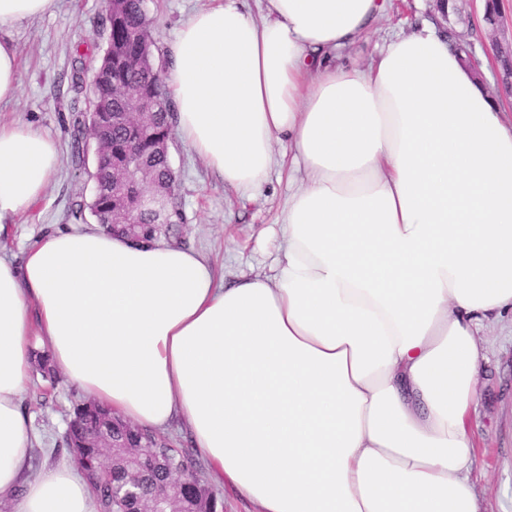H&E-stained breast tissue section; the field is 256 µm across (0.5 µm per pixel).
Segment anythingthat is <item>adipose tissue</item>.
Listing matches in <instances>:
<instances>
[{"mask_svg": "<svg viewBox=\"0 0 512 512\" xmlns=\"http://www.w3.org/2000/svg\"><path fill=\"white\" fill-rule=\"evenodd\" d=\"M55 0H0V102L19 90L4 32ZM211 0L165 76L183 141L259 188L284 140L306 183L271 275L218 284L199 253L93 226L0 258V504L98 512L70 468L33 469L20 398L42 347L134 427L179 423L257 512H483L469 421L485 324L512 314V118L423 22L367 67L341 63L386 0ZM55 142L0 125V225L56 172Z\"/></svg>", "mask_w": 512, "mask_h": 512, "instance_id": "obj_1", "label": "adipose tissue"}]
</instances>
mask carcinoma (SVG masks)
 I'll list each match as a JSON object with an SVG mask.
<instances>
[{"label": "carcinoma", "instance_id": "cac0c4a2", "mask_svg": "<svg viewBox=\"0 0 512 512\" xmlns=\"http://www.w3.org/2000/svg\"><path fill=\"white\" fill-rule=\"evenodd\" d=\"M143 3L144 0H105L102 25L108 32V39L97 65L95 92L89 100V112L104 136L93 177L107 183L112 167L120 162L127 143L137 141L145 152L154 180L175 191L177 178L163 149L164 141L172 137L174 106L168 96L163 73L155 72L151 22ZM129 80L138 83L145 96L162 99L166 103L146 131L133 128V122L125 115L129 108L117 95L118 89ZM86 141L87 132L83 121L79 120L72 137L73 160L82 159ZM89 208L106 230L127 234L121 226L112 227V206L104 195H93ZM135 222L139 224L138 235L142 239L158 240L170 235L171 228L153 223L145 213L137 215ZM95 432L106 434L109 442L120 447L135 448L146 441L151 444V450L138 456L136 473L141 487L140 498L129 499L120 495L129 475V465L121 457L111 459L112 449L101 448L92 442L91 435ZM65 444L92 488L99 503V512H139L147 506L154 488L168 483V479L174 476L179 462L195 466L186 451L170 447L166 439L154 432L142 433L129 427L90 398L74 406ZM171 490L178 500V507L184 512H217V494L198 476L192 481L172 486Z\"/></svg>", "mask_w": 512, "mask_h": 512}]
</instances>
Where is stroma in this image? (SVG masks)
<instances>
[{
	"label": "stroma",
	"instance_id": "stroma-1",
	"mask_svg": "<svg viewBox=\"0 0 512 512\" xmlns=\"http://www.w3.org/2000/svg\"><path fill=\"white\" fill-rule=\"evenodd\" d=\"M499 24L483 20L484 0H456L453 27L463 33L478 60L488 63L483 79L496 90L500 68L497 48L512 47V0H499ZM209 0H146L153 20L156 60L168 64V47L180 25ZM385 17L357 44L346 61L369 63L386 38L410 33L418 17H433L431 0H387ZM104 0H56L52 12L14 24L7 34L18 51L20 89L16 100L0 103V124L26 123L57 144L60 163L43 196L0 228V256L22 263L28 249L52 232L92 226L91 214L75 220L72 209L94 193L92 162L75 165L71 157L73 123L87 97L74 90L73 77L89 78L106 47L101 25ZM170 158L178 175L182 220L177 226L184 247L207 258L222 283L243 276H267L281 243L282 210L301 183L302 173L274 169L262 187L245 194L225 187L206 163L173 136ZM488 359L479 378L480 403L470 419L478 441L471 473L485 512H512V319L489 325L483 336ZM82 393L64 378L44 382L32 373L21 399L30 419L33 445L41 462L70 464L64 448L66 422Z\"/></svg>",
	"mask_w": 512,
	"mask_h": 512
}]
</instances>
